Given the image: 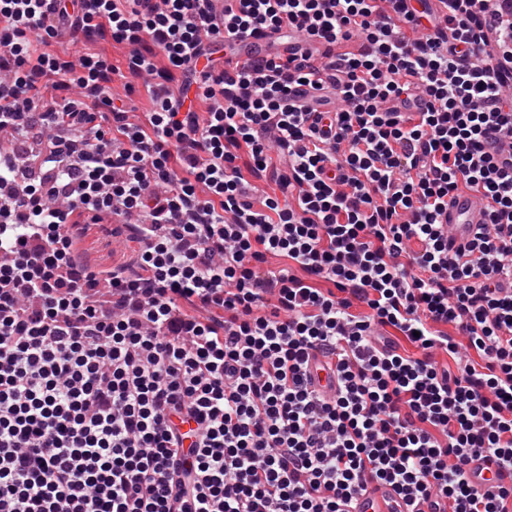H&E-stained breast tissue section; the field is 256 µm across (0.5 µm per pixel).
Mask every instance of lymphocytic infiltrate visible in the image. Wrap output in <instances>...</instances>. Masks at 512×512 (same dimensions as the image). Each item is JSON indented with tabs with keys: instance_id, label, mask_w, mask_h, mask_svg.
<instances>
[{
	"instance_id": "obj_1",
	"label": "lymphocytic infiltrate",
	"mask_w": 512,
	"mask_h": 512,
	"mask_svg": "<svg viewBox=\"0 0 512 512\" xmlns=\"http://www.w3.org/2000/svg\"><path fill=\"white\" fill-rule=\"evenodd\" d=\"M439 3L0 0V134L52 174L0 152V512H356L372 484L512 512V174L483 147L512 128V13ZM261 29L322 61L226 70ZM95 36L128 45L148 126ZM463 189L488 221L452 251ZM117 218L130 257L91 265ZM115 242L121 247L124 256L112 257V237L103 235L95 227H91L85 233L82 240V248L89 256L90 260L95 263L103 265H112L122 261L127 255L130 254V249L133 243L129 242L125 237L114 238Z\"/></svg>"
}]
</instances>
